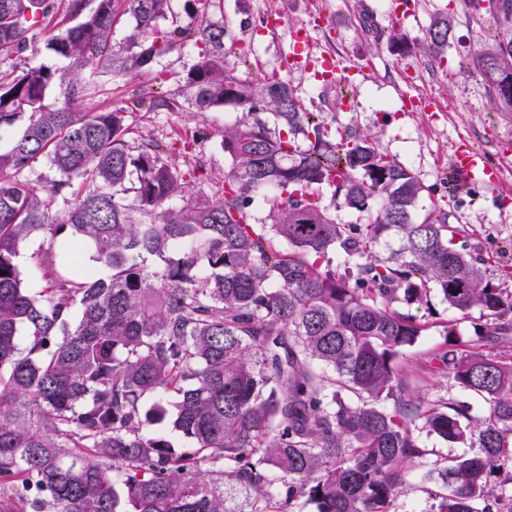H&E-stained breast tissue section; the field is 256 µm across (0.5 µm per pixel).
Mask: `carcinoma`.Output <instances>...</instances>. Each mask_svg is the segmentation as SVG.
Listing matches in <instances>:
<instances>
[{
    "label": "carcinoma",
    "mask_w": 512,
    "mask_h": 512,
    "mask_svg": "<svg viewBox=\"0 0 512 512\" xmlns=\"http://www.w3.org/2000/svg\"><path fill=\"white\" fill-rule=\"evenodd\" d=\"M188 2L197 36L158 27L172 0H0V61L44 48L67 61L60 73L0 69V128L28 115L0 149V485L35 488L23 512H295L303 499L317 512H391L426 433L478 449L439 469L433 512H512L491 481L512 483V350L495 349L512 333V291L444 209L416 219L425 186L409 166L370 133L324 142L288 82L241 77L225 60L216 2ZM468 6L496 20L475 64L511 113L512 0ZM128 13L136 25L116 45ZM449 33L434 18L422 50L441 52ZM195 37L179 97L151 108H241L224 125L232 166L215 199L191 196L195 168L135 140L126 108L79 109L94 72L156 81L154 59ZM55 83L63 98L49 108ZM40 158L58 174L47 198L20 178ZM323 185L355 223L336 222ZM36 235L46 284L32 293L16 258ZM78 238L105 276L59 266ZM434 292L459 321L479 313L466 340L446 323L434 357L480 398L478 417L417 394L422 378L403 363L429 329L404 307ZM164 421L192 447L175 451L153 429ZM234 490L248 510L231 506Z\"/></svg>",
    "instance_id": "carcinoma-1"
}]
</instances>
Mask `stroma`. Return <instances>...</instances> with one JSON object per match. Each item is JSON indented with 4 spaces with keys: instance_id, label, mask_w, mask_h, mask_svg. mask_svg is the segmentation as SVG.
<instances>
[{
    "instance_id": "35a3bbf8",
    "label": "stroma",
    "mask_w": 512,
    "mask_h": 512,
    "mask_svg": "<svg viewBox=\"0 0 512 512\" xmlns=\"http://www.w3.org/2000/svg\"><path fill=\"white\" fill-rule=\"evenodd\" d=\"M409 18L389 13L385 0H222L211 20L226 25L233 41L226 44L229 64H238L240 53H248L250 63L288 81L298 91L308 111L319 113L325 123V139L334 143L343 137L371 132L388 156L409 164L426 191L419 214L433 205L447 210L451 224L461 227L471 245L482 251L486 274L494 282L512 289V155L502 180L495 185L464 187L448 175V154L460 140L485 153L501 156L512 152V115L493 106L489 80L474 66L477 55L492 42L496 24L487 15L473 16L465 0H403ZM278 11L281 26L268 33L264 19L268 11ZM325 11L328 20L311 37L312 54H330L343 66H368L370 81L356 87L337 83L320 86L308 75L288 65L290 31L298 22ZM369 12L374 30L366 32L361 14ZM450 17L451 32L445 54L423 56L419 45L435 16ZM400 30L407 53L394 51L387 39L391 30ZM197 60V50L188 44L155 58L153 69L164 73L166 81L154 85L159 95H177L189 70ZM424 94L434 99L435 112L412 111L411 96ZM348 98L349 111L336 104ZM89 110L126 107L128 121L137 135L165 144L176 160L196 165L191 184L196 197H212L231 166L222 145L225 123L237 116L233 105L194 115L187 109L152 112L138 105L126 80L102 73L84 99ZM504 156V155H503ZM413 315L427 316L431 327L425 336L406 351L409 362L427 365L431 356L448 346L444 324L452 313L439 295H432L429 308L410 306ZM426 450L424 466L411 467L405 494L397 501L398 512H430L440 483L426 476L428 467L447 456H469L472 448L451 445L436 436H422Z\"/></svg>"
}]
</instances>
